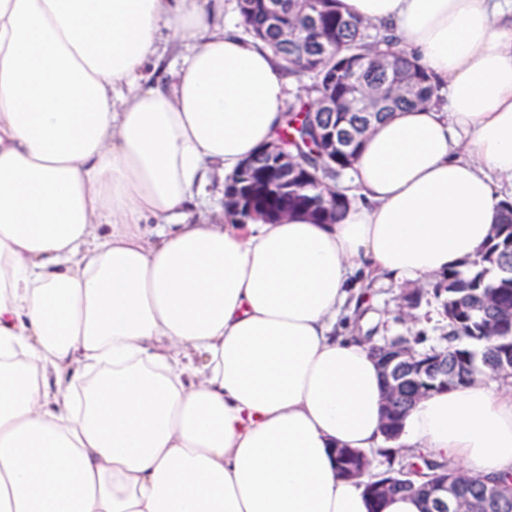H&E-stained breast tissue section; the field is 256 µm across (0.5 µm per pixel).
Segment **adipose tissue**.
Instances as JSON below:
<instances>
[{
    "label": "adipose tissue",
    "mask_w": 512,
    "mask_h": 512,
    "mask_svg": "<svg viewBox=\"0 0 512 512\" xmlns=\"http://www.w3.org/2000/svg\"><path fill=\"white\" fill-rule=\"evenodd\" d=\"M441 89L377 122L338 223L190 224L272 143L282 62L225 0H0V512H422L336 451L384 447L356 270L430 282L512 187V0H340ZM185 49L149 70L161 36ZM156 231H149V224ZM392 449L512 475V377L435 391ZM339 474L346 478H352L349 474L353 469H363L364 475L371 468V460L368 455L360 450L340 448L336 451Z\"/></svg>",
    "instance_id": "obj_1"
}]
</instances>
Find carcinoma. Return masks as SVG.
<instances>
[{"label":"carcinoma","mask_w":512,"mask_h":512,"mask_svg":"<svg viewBox=\"0 0 512 512\" xmlns=\"http://www.w3.org/2000/svg\"><path fill=\"white\" fill-rule=\"evenodd\" d=\"M243 32L260 38L287 63L288 72L299 82L296 100L288 112H297L279 131L277 141L288 146L298 162L299 172L287 183H265V171L273 160L263 152L253 156L255 169L238 179H228L224 190L225 217L246 223L264 218L282 209L302 212L313 222L333 224L354 202L349 171L363 139L357 134L360 122L386 118L392 112L428 103L438 97V87L431 77L399 46L393 36L381 28L344 15L340 0H238ZM278 14L281 26L267 22L266 10ZM392 56L396 67L418 77L408 95L386 103L375 114H327L312 117L313 104L324 93L351 96L362 85L379 83L387 74L376 63V55ZM325 127L336 129V149L330 150L320 136ZM336 188L331 201L323 187ZM439 301L441 315L448 320L445 344L421 347L422 334L385 337L379 347L390 350L406 341L425 360L437 353L448 355V381L434 390L467 386L479 374L508 377L512 374V202H503L495 232L465 271L450 269L430 289H408L401 298L418 307L426 296ZM339 474L349 477L354 469L371 468L368 455L351 448L336 449ZM423 467L414 471L409 464L389 467L365 487L377 503L386 493L376 491L385 483L394 484L391 492H405L419 497L425 512H431V493L422 485L431 484L455 472L450 462L422 457ZM486 488L497 490L495 505L481 498ZM458 493L479 512H512V475L494 479L471 478L460 485Z\"/></svg>","instance_id":"1"}]
</instances>
